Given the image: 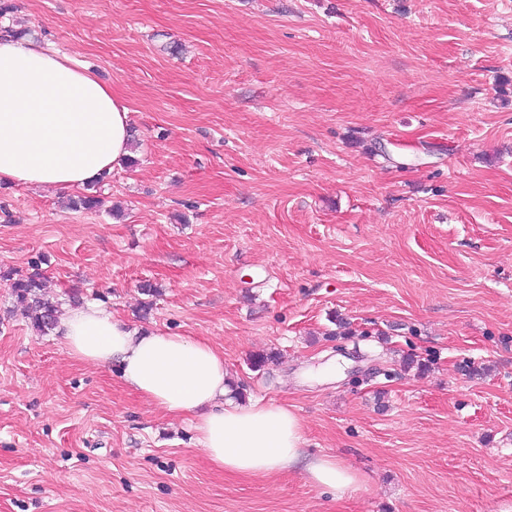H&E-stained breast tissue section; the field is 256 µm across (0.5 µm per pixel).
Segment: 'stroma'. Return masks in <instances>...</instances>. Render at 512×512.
Returning a JSON list of instances; mask_svg holds the SVG:
<instances>
[{
    "label": "stroma",
    "instance_id": "35a3bbf8",
    "mask_svg": "<svg viewBox=\"0 0 512 512\" xmlns=\"http://www.w3.org/2000/svg\"><path fill=\"white\" fill-rule=\"evenodd\" d=\"M90 67L134 164L103 206L0 184V512H512V0H0ZM59 310L209 341L303 460L215 468ZM157 292L142 293L143 283ZM344 461L350 496L304 464ZM4 275L6 280L12 281L10 288L16 304L22 306L30 314L37 331L46 334L57 323V306L45 298L44 276L38 264L32 266V271L19 278ZM9 277V278H8Z\"/></svg>",
    "mask_w": 512,
    "mask_h": 512
}]
</instances>
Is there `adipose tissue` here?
I'll list each match as a JSON object with an SVG mask.
<instances>
[{
	"mask_svg": "<svg viewBox=\"0 0 512 512\" xmlns=\"http://www.w3.org/2000/svg\"><path fill=\"white\" fill-rule=\"evenodd\" d=\"M132 137L126 107L68 55L0 37V183L81 188L122 165ZM74 359L117 365L122 381L172 416L190 412L197 441L228 473L272 475L298 462L299 417L285 405L225 403L224 356L210 343L140 334L90 303L59 320ZM311 484L356 493L358 474L332 456L310 461Z\"/></svg>",
	"mask_w": 512,
	"mask_h": 512,
	"instance_id": "1",
	"label": "adipose tissue"
}]
</instances>
